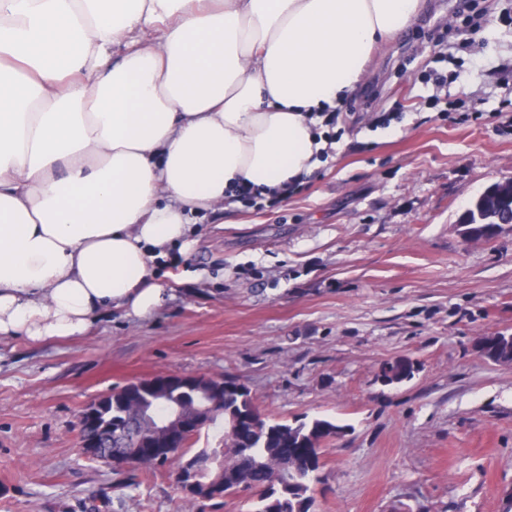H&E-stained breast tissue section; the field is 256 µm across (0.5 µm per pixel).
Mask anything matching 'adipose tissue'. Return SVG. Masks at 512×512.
Returning <instances> with one entry per match:
<instances>
[{"label":"adipose tissue","instance_id":"adipose-tissue-1","mask_svg":"<svg viewBox=\"0 0 512 512\" xmlns=\"http://www.w3.org/2000/svg\"><path fill=\"white\" fill-rule=\"evenodd\" d=\"M420 0H0V335L164 303L236 188L316 170L322 111Z\"/></svg>","mask_w":512,"mask_h":512}]
</instances>
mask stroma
<instances>
[{
    "mask_svg": "<svg viewBox=\"0 0 512 512\" xmlns=\"http://www.w3.org/2000/svg\"><path fill=\"white\" fill-rule=\"evenodd\" d=\"M474 3L484 30L440 62L434 45L460 40L459 0H421L340 108L328 158L286 199H234L220 230L199 220L152 316L0 338V512H191L167 468L78 448L88 402L168 374L230 375L269 419L341 425L311 512H506L512 365L475 342L512 333V228L469 244L457 220L512 178V0ZM399 359L413 377L382 383Z\"/></svg>",
    "mask_w": 512,
    "mask_h": 512,
    "instance_id": "stroma-1",
    "label": "stroma"
}]
</instances>
